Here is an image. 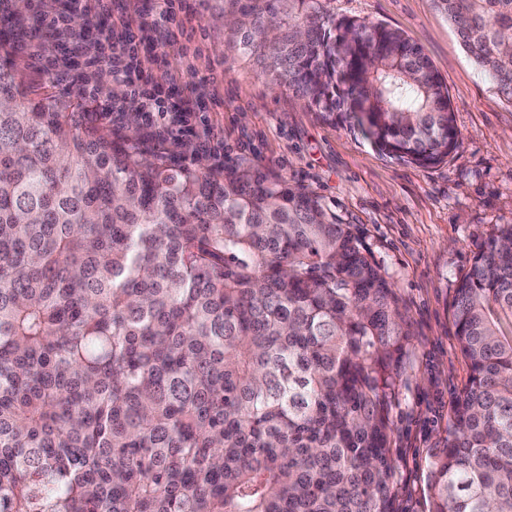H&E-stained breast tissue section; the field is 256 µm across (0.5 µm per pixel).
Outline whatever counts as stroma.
I'll use <instances>...</instances> for the list:
<instances>
[{
  "instance_id": "1",
  "label": "stroma",
  "mask_w": 512,
  "mask_h": 512,
  "mask_svg": "<svg viewBox=\"0 0 512 512\" xmlns=\"http://www.w3.org/2000/svg\"><path fill=\"white\" fill-rule=\"evenodd\" d=\"M0 0V38L14 48L35 97L80 111L83 72L54 84L20 42L32 11L9 15ZM237 0H175L171 48L138 51L148 86L178 127L168 161L190 156L215 169L258 165L303 185L352 224L385 272L412 333L399 394L389 413L397 465L396 512H430V464L448 444V423L470 369L452 301L479 245L512 224V105L463 50L453 25L431 0H327L335 18H358L402 31L420 46L448 87L461 142L455 156L422 168L381 156L348 124L325 120L306 99L273 85L262 63L239 48L225 25ZM191 153H184V145Z\"/></svg>"
}]
</instances>
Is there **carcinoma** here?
Listing matches in <instances>:
<instances>
[{
    "label": "carcinoma",
    "mask_w": 512,
    "mask_h": 512,
    "mask_svg": "<svg viewBox=\"0 0 512 512\" xmlns=\"http://www.w3.org/2000/svg\"><path fill=\"white\" fill-rule=\"evenodd\" d=\"M512 104V0H431ZM231 25L274 85L428 167L447 86L326 0ZM0 41V512H396L389 406L410 332L351 224L258 168L177 167L30 98ZM470 367L431 512H512V224L453 298Z\"/></svg>",
    "instance_id": "obj_1"
}]
</instances>
